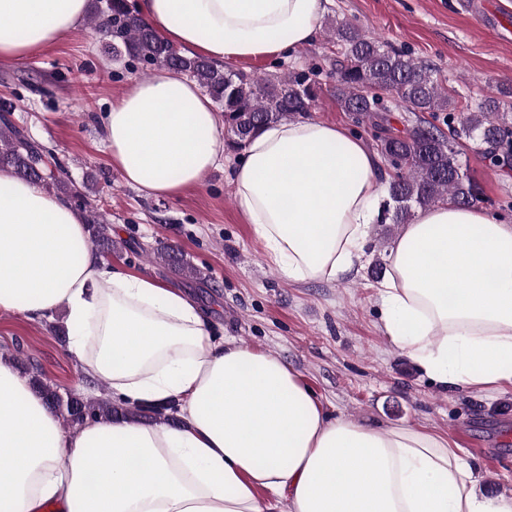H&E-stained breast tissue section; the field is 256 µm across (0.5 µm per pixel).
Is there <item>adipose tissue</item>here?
Listing matches in <instances>:
<instances>
[{
  "label": "adipose tissue",
  "instance_id": "adipose-tissue-1",
  "mask_svg": "<svg viewBox=\"0 0 512 512\" xmlns=\"http://www.w3.org/2000/svg\"><path fill=\"white\" fill-rule=\"evenodd\" d=\"M328 0H138L167 43L216 63L311 44ZM87 0H0V61L76 32ZM221 118L195 82L161 68L103 120L111 164L172 199L224 155ZM236 207L290 283L358 273L384 191L380 160L340 125L282 121L232 170ZM381 329L444 390L512 385V222L484 209L422 208L403 225L378 289ZM65 309L83 373L131 405L180 402L181 423L89 421L65 431L0 359V512H512V496L446 440L412 426L330 416L276 356L215 338L180 291L91 255L68 201L0 168V313ZM268 499H261V492Z\"/></svg>",
  "mask_w": 512,
  "mask_h": 512
}]
</instances>
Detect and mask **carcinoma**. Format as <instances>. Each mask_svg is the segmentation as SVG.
<instances>
[{
  "mask_svg": "<svg viewBox=\"0 0 512 512\" xmlns=\"http://www.w3.org/2000/svg\"><path fill=\"white\" fill-rule=\"evenodd\" d=\"M87 20L105 40L112 56L146 67L165 66L178 77L195 80L221 105L231 151L243 150L264 126L304 116L315 104L317 67L285 78L247 73L184 55L162 40L127 0H95ZM329 32L336 43L332 63L336 101L355 126L371 127L377 150L391 170L377 223L408 224L415 209L439 203L469 206L487 202L481 185L461 171L456 147L476 140L484 146V158L490 166L512 169V103L507 101L512 88L499 89L498 95L486 97L474 110L455 97V90L432 65L403 51L387 49L358 25L342 21ZM395 106L414 115H441L450 133L420 118L400 132L390 124ZM14 111L11 99L0 98V167L87 210L90 203L82 186L71 180L59 163L49 167L52 152L13 123ZM87 225L91 246L102 253L112 252L108 219L92 210ZM150 258L167 264L175 261L181 270L196 276V270L183 260L176 261L165 245L153 250ZM33 385L48 407L71 425L88 419L141 422L159 418L165 411L154 405L123 408L105 394L99 398L77 393L63 397L37 377Z\"/></svg>",
  "mask_w": 512,
  "mask_h": 512,
  "instance_id": "1",
  "label": "carcinoma"
}]
</instances>
